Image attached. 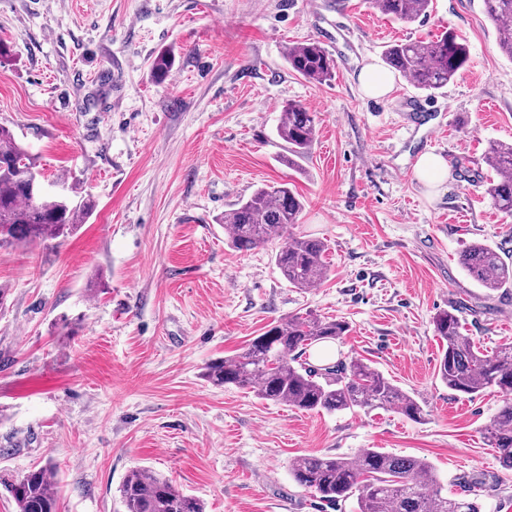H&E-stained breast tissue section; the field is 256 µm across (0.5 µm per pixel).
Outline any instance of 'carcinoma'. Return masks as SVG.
<instances>
[{"instance_id": "1", "label": "carcinoma", "mask_w": 512, "mask_h": 512, "mask_svg": "<svg viewBox=\"0 0 512 512\" xmlns=\"http://www.w3.org/2000/svg\"><path fill=\"white\" fill-rule=\"evenodd\" d=\"M373 3L386 16L412 22L427 13L431 0ZM484 4L496 26L501 50L512 59V0H484ZM286 60L289 68L313 83L322 84L335 76L332 54L317 41L289 45ZM469 60L467 44L452 32L436 40L398 41L384 53L390 69L424 91L448 86ZM173 65L170 52H159L152 62L155 78L165 79ZM277 132L292 155L302 156L312 145L315 118L305 106L290 103L283 109ZM487 158L495 177L486 182L485 193L500 211L512 215V143H492ZM42 179L33 155L0 126V247L66 238L93 210L94 201L88 196L71 199L32 192L31 186ZM301 211L302 202L287 185L261 186L224 213L229 244L243 252L275 237L284 238L273 256L276 269L291 287L311 288L326 278V246L320 239L292 232ZM460 264L491 293L512 285V264L487 245H469L460 255ZM434 327L443 341L437 376L450 390L472 397L493 387L503 394V405L485 426V435L502 465L512 469V344L491 353L481 349L462 334L455 307L440 312ZM346 332V323L333 318L295 316L277 321L240 353L209 362L204 376L214 386L250 389L263 400L286 403L300 411L394 407L412 421L424 420L418 400L365 362L316 367L302 360L309 346L339 340ZM291 472L299 486L314 492L330 509L354 498L358 512H480L476 500L444 494L426 460L379 448H363L349 457L303 456L294 461ZM3 486L18 512H58V481L50 465L32 469ZM119 493L125 512H205L200 499L146 469L131 470Z\"/></svg>"}]
</instances>
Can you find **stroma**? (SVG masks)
Returning a JSON list of instances; mask_svg holds the SVG:
<instances>
[{
  "label": "stroma",
  "mask_w": 512,
  "mask_h": 512,
  "mask_svg": "<svg viewBox=\"0 0 512 512\" xmlns=\"http://www.w3.org/2000/svg\"><path fill=\"white\" fill-rule=\"evenodd\" d=\"M449 30L470 61L447 87L397 74L387 96L361 90L387 45ZM309 40L334 44L331 81L289 68L286 46ZM0 43V124L56 193L95 202L62 243L0 248V477L54 463L58 512H124L135 468L206 512H326L293 461L380 448L425 459L451 494L479 479L481 512H512V469L484 437L504 396L440 381L433 324L457 306L477 345L512 343V287L488 297L459 261L475 242L512 255V216L484 187L490 142H512V59L483 0H433L412 23L372 0H0ZM291 102L316 118L296 158L276 133ZM430 151L448 164L433 191L414 174ZM270 183L300 196L294 233L327 245L316 287L280 276L281 239L228 243L225 210ZM306 313L348 325L328 364H370L424 420L302 412L204 377Z\"/></svg>",
  "instance_id": "1"
}]
</instances>
